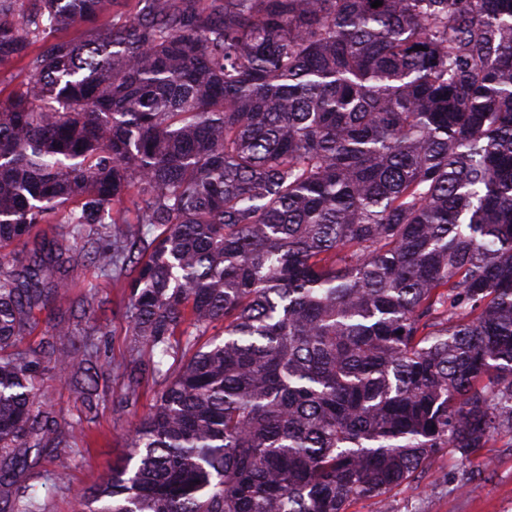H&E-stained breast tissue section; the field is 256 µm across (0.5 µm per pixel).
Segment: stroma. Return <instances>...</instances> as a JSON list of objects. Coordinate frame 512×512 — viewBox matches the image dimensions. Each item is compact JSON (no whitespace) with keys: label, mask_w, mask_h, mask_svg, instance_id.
<instances>
[{"label":"stroma","mask_w":512,"mask_h":512,"mask_svg":"<svg viewBox=\"0 0 512 512\" xmlns=\"http://www.w3.org/2000/svg\"><path fill=\"white\" fill-rule=\"evenodd\" d=\"M71 278L74 289L53 314H41L37 327L22 339L21 345L33 348L48 338L52 324L78 309L85 286L91 285L98 299L105 302L95 328L110 369L100 382L97 416L85 426L90 445L76 448V458L66 478L50 484L54 465L46 457L32 461L22 474L23 480L35 487L45 501L46 512H75L77 492L92 487L113 463L125 457L128 438L158 392L157 385L149 383L140 388L136 406L119 402L131 369L147 363L150 354L135 349L125 319L113 313L111 305L119 301L121 294L111 280L101 276L96 265L80 264ZM38 399L58 411V428L62 431L83 409L80 394L61 384L51 372L42 378ZM348 512H512V438L498 437L493 447L480 449L466 463L459 453L443 450L433 470L425 476L386 496L356 499Z\"/></svg>","instance_id":"obj_1"}]
</instances>
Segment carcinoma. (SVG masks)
<instances>
[{"label": "carcinoma", "mask_w": 512, "mask_h": 512, "mask_svg": "<svg viewBox=\"0 0 512 512\" xmlns=\"http://www.w3.org/2000/svg\"><path fill=\"white\" fill-rule=\"evenodd\" d=\"M374 2L0 0V512L96 417L94 287L14 350L87 260L162 390L81 512H348L512 436V0ZM37 393L41 403L59 411L58 430L67 431L69 429L67 423L77 419L83 410L80 394L61 384L53 372L43 376Z\"/></svg>", "instance_id": "1"}]
</instances>
